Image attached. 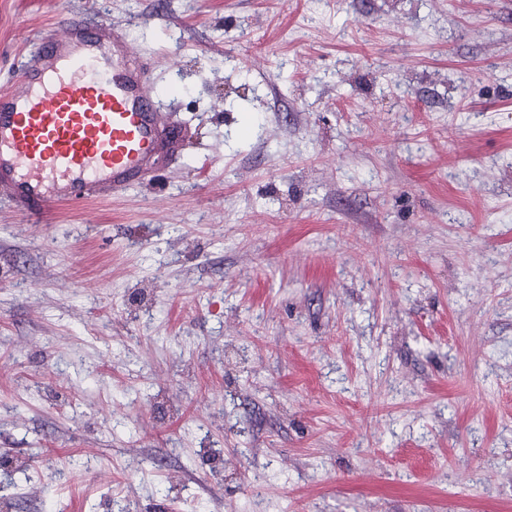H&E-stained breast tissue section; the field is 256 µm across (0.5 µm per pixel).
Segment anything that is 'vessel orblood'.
<instances>
[{"instance_id": "obj_1", "label": "vessel or blood", "mask_w": 512, "mask_h": 512, "mask_svg": "<svg viewBox=\"0 0 512 512\" xmlns=\"http://www.w3.org/2000/svg\"><path fill=\"white\" fill-rule=\"evenodd\" d=\"M19 78L0 91V196L48 219L53 206L97 201L152 174L173 142L144 65L119 38L62 17Z\"/></svg>"}]
</instances>
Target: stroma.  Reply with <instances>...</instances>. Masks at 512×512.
Masks as SVG:
<instances>
[{"label":"stroma","instance_id":"1","mask_svg":"<svg viewBox=\"0 0 512 512\" xmlns=\"http://www.w3.org/2000/svg\"><path fill=\"white\" fill-rule=\"evenodd\" d=\"M142 57L154 176L0 198V512H512V0H0Z\"/></svg>","mask_w":512,"mask_h":512}]
</instances>
